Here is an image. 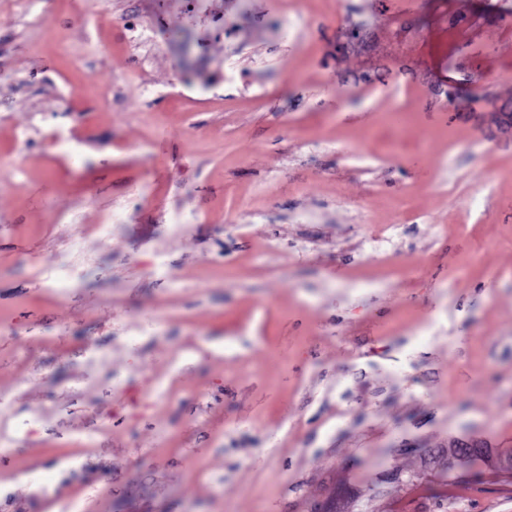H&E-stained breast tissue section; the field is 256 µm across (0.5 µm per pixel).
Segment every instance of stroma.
<instances>
[{
    "label": "stroma",
    "mask_w": 512,
    "mask_h": 512,
    "mask_svg": "<svg viewBox=\"0 0 512 512\" xmlns=\"http://www.w3.org/2000/svg\"><path fill=\"white\" fill-rule=\"evenodd\" d=\"M9 2L0 512H512V0ZM183 392V389L176 383L172 382L166 394H157L154 391L142 395L140 407L144 412L154 410L160 404H170L178 400Z\"/></svg>",
    "instance_id": "35a3bbf8"
}]
</instances>
